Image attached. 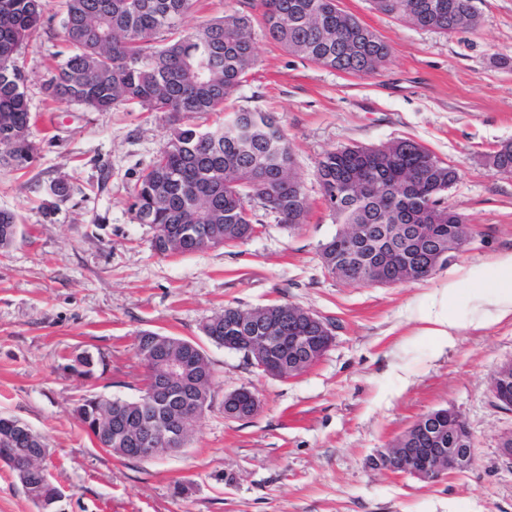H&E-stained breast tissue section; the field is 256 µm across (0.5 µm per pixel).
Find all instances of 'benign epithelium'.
<instances>
[{"instance_id":"obj_1","label":"benign epithelium","mask_w":512,"mask_h":512,"mask_svg":"<svg viewBox=\"0 0 512 512\" xmlns=\"http://www.w3.org/2000/svg\"><path fill=\"white\" fill-rule=\"evenodd\" d=\"M346 240V257L349 261L363 265L364 234L359 224H350L343 230ZM282 304L261 307L263 314L240 321L242 336L224 339V348L242 355L261 374L281 377L279 364L283 352H288V368L297 373L304 372L318 361L333 345V327L325 319L305 310L289 316L297 321L282 335L280 319L273 315ZM316 328L318 335L306 334L303 324ZM135 346L144 348L152 363L149 383L143 387L130 413L132 423L124 426L123 434L131 435L133 448L122 452L141 459L160 453L177 452L184 447L187 417L183 413L172 416L160 413L159 407L174 403L182 388L186 372L184 357L174 353L163 343L159 335H139ZM512 381V361L501 364L491 376V390L499 405L512 411V395L507 391ZM249 404L250 414L260 408V400L247 388H240L224 397V416L243 418L242 405ZM475 439L462 415L455 409L428 413L415 421L405 438L393 441L372 457L374 470L390 474L410 476L422 482H432L444 474L469 469L475 458ZM48 453L44 448H35L18 457L9 450L0 452V467L26 479L32 473L46 474Z\"/></svg>"}]
</instances>
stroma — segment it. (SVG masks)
<instances>
[{
    "label": "stroma",
    "mask_w": 512,
    "mask_h": 512,
    "mask_svg": "<svg viewBox=\"0 0 512 512\" xmlns=\"http://www.w3.org/2000/svg\"><path fill=\"white\" fill-rule=\"evenodd\" d=\"M476 28L422 29L378 12L371 0L338 6L390 48L373 76L343 74L255 35L257 64L225 113L273 115L293 143L311 202L305 224L263 216L243 244L156 255L153 230L128 210L129 191L170 130L166 113L57 106L42 89L67 48L64 0H50L45 31L20 59L36 160L0 167V210L15 214V244L0 253V415L45 436L52 512H512V468L498 454L512 413L490 393L512 360V320L470 325L466 272L512 251V173L488 162L512 142V0H473ZM413 140L456 165L448 203L470 239L423 279L356 286L328 274L320 247L337 230L315 177L327 151ZM65 179L69 196L47 188ZM452 293L462 323L455 345L424 335L425 315ZM291 303L327 319L335 342L299 376L267 377L209 340L202 325L226 305ZM194 340L214 374L211 406L178 453L126 460L101 448L73 416L82 397L138 396L145 369L139 331ZM88 351L107 366L92 381L67 364ZM246 387L251 418L224 415V397ZM461 412L476 439L468 470L424 483L371 469L368 460L421 415Z\"/></svg>",
    "instance_id": "stroma-1"
}]
</instances>
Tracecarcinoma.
I'll list each match as a JSON object with an SVG mask.
<instances>
[{
	"mask_svg": "<svg viewBox=\"0 0 512 512\" xmlns=\"http://www.w3.org/2000/svg\"><path fill=\"white\" fill-rule=\"evenodd\" d=\"M376 9L421 28L444 34L472 29L471 0H373ZM49 0H0V166L26 168L35 159L32 117L19 64L23 44L40 36ZM239 9L192 33L181 28L192 0H66L62 37L67 54L44 84L59 104L108 111L136 107L170 115L168 138L130 193L129 210L139 224H205L224 243H244L257 232L258 204L277 223L307 221L308 199L291 182L293 148L285 130L262 112L240 109L206 131L185 124L201 112H220L254 67L253 15L260 12L265 34L288 52L351 75L379 72L389 47L336 0H238ZM315 175L336 223L363 224L370 234L383 224H426L428 243L388 256L382 285L398 282L405 256L425 277L448 261V243L460 250L468 237L463 217L448 205V188L459 170L423 146L400 140L381 147L346 146L329 151ZM16 216L0 210V251L13 246ZM342 230L323 244V267L336 278L370 285L365 268L344 265ZM249 309L226 305L214 316L209 336L224 345L238 336L236 318ZM187 360L184 389L210 387L212 373L197 344L171 337ZM112 406V420L125 421L128 406L91 395L74 409L88 418ZM44 436L20 420L0 416V448L24 454L46 448ZM26 491L31 501L51 497L47 478L35 475Z\"/></svg>",
	"mask_w": 512,
	"mask_h": 512,
	"instance_id": "obj_1",
	"label": "carcinoma"
}]
</instances>
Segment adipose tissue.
Masks as SVG:
<instances>
[{"instance_id": "1", "label": "adipose tissue", "mask_w": 512, "mask_h": 512, "mask_svg": "<svg viewBox=\"0 0 512 512\" xmlns=\"http://www.w3.org/2000/svg\"><path fill=\"white\" fill-rule=\"evenodd\" d=\"M494 276H487L484 268L468 271L469 280L477 289L472 296L473 322L483 326L486 317L497 320L512 318V253L499 255L494 263Z\"/></svg>"}]
</instances>
